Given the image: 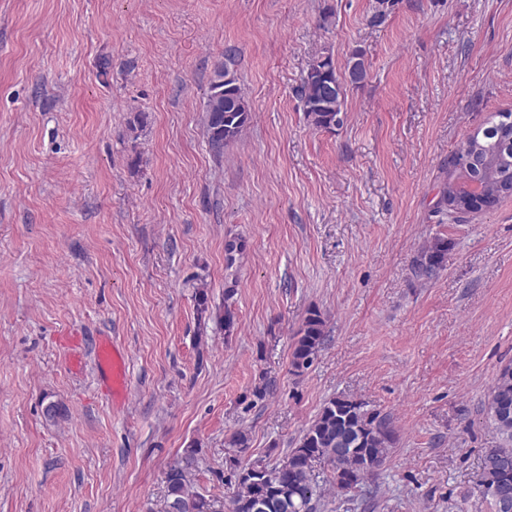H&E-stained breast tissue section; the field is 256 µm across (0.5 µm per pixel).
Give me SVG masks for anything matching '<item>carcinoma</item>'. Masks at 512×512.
<instances>
[{"label":"carcinoma","instance_id":"1","mask_svg":"<svg viewBox=\"0 0 512 512\" xmlns=\"http://www.w3.org/2000/svg\"><path fill=\"white\" fill-rule=\"evenodd\" d=\"M221 76L225 78L224 97L214 106L209 102L205 105L208 143L216 153L235 140L250 121V109L236 73L224 66ZM299 96L303 111L316 129L332 132L344 124V82L331 66V57L312 65ZM505 121L503 113L491 116L482 127L486 135L477 153L468 148L470 139L462 142L452 160L457 177L444 188L442 199L455 192L461 195L462 204L478 212L497 205L500 197L487 194L483 187L499 182L512 185V127L505 128ZM447 263L448 240L438 237L416 258L414 273L431 279ZM233 294L232 288L225 291L224 313L219 316L227 336L236 326L235 312L227 304ZM325 336L324 314L316 308L309 310L293 336L294 372L302 373L313 365ZM486 411L501 442L483 459L482 496L491 512H512V372L506 368L498 373L488 394ZM394 443L389 415L357 399L332 398L281 460L274 464L256 460L233 472L232 512H252L259 500L268 504L269 512H316L321 500L316 466H327L330 481L348 492L377 475ZM194 463L195 450L191 449L170 468L162 512H209V502L194 490Z\"/></svg>","mask_w":512,"mask_h":512}]
</instances>
